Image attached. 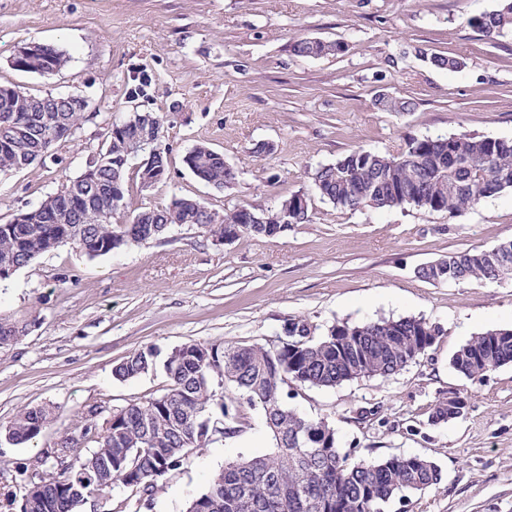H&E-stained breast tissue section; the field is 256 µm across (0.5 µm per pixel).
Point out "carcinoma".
Segmentation results:
<instances>
[{
	"mask_svg": "<svg viewBox=\"0 0 512 512\" xmlns=\"http://www.w3.org/2000/svg\"><path fill=\"white\" fill-rule=\"evenodd\" d=\"M488 39L512 32V0L496 10L469 19ZM293 51L319 56L343 50L339 43L297 40ZM65 63L51 45L40 48L39 62L28 72L41 76ZM85 113L62 96L32 95L0 86V124L13 122L20 134L0 141V173L22 170L46 159L58 161L54 148L64 131L80 128ZM136 126L106 140L87 161L80 175L39 207L28 211L25 224H0V282L18 269L59 246L70 243L90 257L139 245L162 235L172 224H195L204 233L224 237L231 225L262 229L250 236L269 237L282 226L310 221L311 211L294 205L299 194L280 200L270 210L245 206L219 214L191 197L174 205L136 212L126 224L112 223V213L124 206L126 178ZM200 180L222 190L236 179L224 156L197 145L183 157ZM314 189L340 209H387L404 204L461 212L485 199L512 189V140L467 134L415 137L397 157L369 150L352 151L314 173ZM512 263V242L483 251L452 253L423 266L418 274L433 281L512 280V267L503 271L500 256ZM288 344L280 350L267 345H213V355H196L199 344L169 354L164 362L170 388L143 402L115 411L112 426L98 431L93 414L85 417V436L97 446L76 457L60 472L38 479L39 490L24 494L17 512H78L91 494L108 500L117 486L151 488L156 478L178 469L196 448L240 432L241 417L224 402L217 389L232 384L239 399L264 414L272 447L262 457L225 463L206 490L193 499L187 512L217 505L215 512H382L392 498L440 484L441 468L421 456H390L348 463L336 444L334 430L324 419H306L288 409V387H335L345 381L381 376L402 370L412 352L434 343L438 329L421 319L379 320L351 326L333 324L320 337L303 319H292ZM28 324L0 320V348L17 342ZM512 362V331L491 329L464 344L452 357V367L468 379H479ZM155 351L140 350L113 369L121 381L155 368ZM457 396L435 404L431 419L444 421L466 409ZM52 422L46 407L19 411L6 428V438L24 443L39 436Z\"/></svg>",
	"mask_w": 512,
	"mask_h": 512,
	"instance_id": "carcinoma-1",
	"label": "carcinoma"
}]
</instances>
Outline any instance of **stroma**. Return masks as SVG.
<instances>
[{
	"instance_id": "obj_1",
	"label": "stroma",
	"mask_w": 512,
	"mask_h": 512,
	"mask_svg": "<svg viewBox=\"0 0 512 512\" xmlns=\"http://www.w3.org/2000/svg\"><path fill=\"white\" fill-rule=\"evenodd\" d=\"M501 0H0V85L89 100L86 120L58 144L57 162L0 175V224L34 209L84 169L115 120L149 112L163 122L169 175L142 186L127 173L122 224L133 212L192 197L224 212L266 210L282 196L311 198L309 223L277 236L218 242L179 224L140 246L89 257L65 244L0 283V318L27 323L0 348V512H16L33 474L51 472L45 450L103 413L166 392L163 368L128 381L115 365L154 348L158 360L185 344L266 343L291 319L319 331L335 323L416 318L439 327L434 344L399 373L333 388L297 387L301 416L327 419L350 461L421 456L440 485L390 500L384 512H512V363L469 380L453 354L489 329H512V281L434 283L419 267L512 241V190L458 214L414 205L336 208L314 193L316 168L368 149L396 155L412 137L475 134L512 139V34L491 40L469 25ZM300 38L344 49L300 56ZM62 51L43 77L16 70L24 44ZM462 60V71L432 56ZM145 93L132 97L136 86ZM386 93L406 112L378 104ZM272 145L257 154L260 143ZM223 154L236 173L216 190L183 163L194 146ZM464 395L463 416L433 422L442 399ZM235 402L238 436L189 453L151 496L122 486L107 512H186L226 461L269 452L260 409ZM53 407L38 437L9 442L26 407Z\"/></svg>"
}]
</instances>
